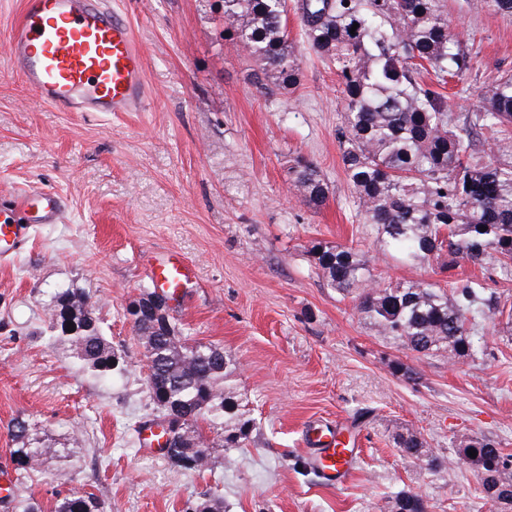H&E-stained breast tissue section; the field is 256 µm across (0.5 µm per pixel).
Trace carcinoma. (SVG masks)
<instances>
[{"label":"carcinoma","mask_w":512,"mask_h":512,"mask_svg":"<svg viewBox=\"0 0 512 512\" xmlns=\"http://www.w3.org/2000/svg\"><path fill=\"white\" fill-rule=\"evenodd\" d=\"M298 9L308 45L341 77L342 163L357 216L372 227L380 250L418 264L446 255L450 270L461 261L481 266L493 260L512 277V75L483 85L476 110L459 117L434 88L473 68L466 40L451 27L447 0H299ZM224 37L254 60L255 84L264 93L298 85L286 0H224ZM483 139L486 149L479 148ZM289 181L307 204L326 203L328 185L314 163L296 160ZM312 253L328 285L355 295L358 313L378 335L417 355L442 354L450 361L471 355L481 347L472 325L496 316L512 321V304L485 295L475 280L450 281L446 288L427 279L392 285L378 279L368 256L353 247L319 242ZM48 311L54 342L68 346L76 366L95 378L112 376L116 354L87 295L57 288ZM133 327L153 377L151 398L164 415L173 409L190 415L188 435L180 447L164 449L166 457L201 472L211 464L208 448L215 440L226 448L247 447L256 426L224 351L180 338L173 324L163 332L146 316ZM8 431L19 479L48 457L65 461L23 417L14 418ZM396 445L404 459L430 470L453 464L413 431L400 434ZM470 448L477 456L466 463L512 490V455L485 437L471 440ZM0 503L5 512H44L20 495ZM387 507L427 512L422 496L405 491L390 497ZM51 512H103V504L91 493L71 492L57 496Z\"/></svg>","instance_id":"carcinoma-1"}]
</instances>
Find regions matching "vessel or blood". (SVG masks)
I'll return each mask as SVG.
<instances>
[{"mask_svg":"<svg viewBox=\"0 0 512 512\" xmlns=\"http://www.w3.org/2000/svg\"><path fill=\"white\" fill-rule=\"evenodd\" d=\"M12 67L36 97L62 112H136L146 98L144 63L129 20L105 0H23L8 45ZM15 216L0 223V255L20 249L35 224L62 220L64 204L36 188L14 198ZM154 285L182 301L195 277L191 265L170 254L149 266ZM346 442L314 449L312 463L341 479L354 468Z\"/></svg>","mask_w":512,"mask_h":512,"instance_id":"b4317fda","label":"vessel or blood"}]
</instances>
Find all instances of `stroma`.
<instances>
[{"label": "stroma", "mask_w": 512, "mask_h": 512, "mask_svg": "<svg viewBox=\"0 0 512 512\" xmlns=\"http://www.w3.org/2000/svg\"><path fill=\"white\" fill-rule=\"evenodd\" d=\"M144 52L149 91L139 112H61L40 102L8 64L22 0H0V218L16 189L37 185L65 204L57 224L0 258V498L51 507L76 489L104 512H186L204 493L224 512H387L399 491L421 494L428 512H489L476 476L457 461L469 439L512 454V335L481 321L484 351L448 361L418 356L378 336L356 300L330 288L310 253L327 241L365 252L397 283L471 277L512 297L494 264L441 273L439 260L407 265L382 253L360 223L338 142L345 101L336 69L301 37L296 0L288 28L300 83L271 98L257 90L253 60L224 39L223 0H110ZM474 67L447 92L453 112L472 111L477 88L512 75V16L448 0ZM314 162L330 194L321 209L287 188L294 159ZM173 251L195 270L171 316L182 335L224 349L257 429L245 448H216L208 470L188 472L140 451L139 429L161 416L128 309L151 289L155 255ZM57 288H80L120 359L111 378L79 370L50 342L47 307ZM413 369L396 372L395 364ZM21 416L75 464L47 463L18 483L7 425ZM351 430L358 459L330 485L309 458L312 429ZM420 432L453 458L434 472L410 462L398 434Z\"/></svg>", "instance_id": "stroma-1"}]
</instances>
